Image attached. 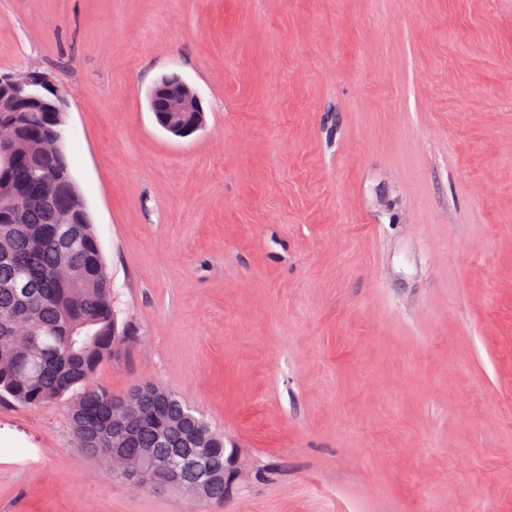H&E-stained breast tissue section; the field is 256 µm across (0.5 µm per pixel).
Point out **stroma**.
I'll list each match as a JSON object with an SVG mask.
<instances>
[{"mask_svg":"<svg viewBox=\"0 0 512 512\" xmlns=\"http://www.w3.org/2000/svg\"><path fill=\"white\" fill-rule=\"evenodd\" d=\"M28 70L128 328L92 385L176 392L253 470L139 491L69 398L0 402V512H512V0H0ZM168 77L167 90L175 98L168 96L163 79L151 92L150 109L159 127L175 137L185 138L203 126L204 110L198 95L186 83L181 90L179 76Z\"/></svg>","mask_w":512,"mask_h":512,"instance_id":"1","label":"stroma"}]
</instances>
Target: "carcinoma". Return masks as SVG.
<instances>
[{
  "label": "carcinoma",
  "mask_w": 512,
  "mask_h": 512,
  "mask_svg": "<svg viewBox=\"0 0 512 512\" xmlns=\"http://www.w3.org/2000/svg\"><path fill=\"white\" fill-rule=\"evenodd\" d=\"M10 105L0 100V137L15 142L0 164V401L36 407L69 394L76 446L122 477L137 464L151 477L161 460L178 465L185 487L203 484L212 501L224 500V434L172 391L144 392L124 419L125 456H112V393L89 384L115 350L118 324L107 272L91 224H63L77 187L55 190L40 174H70L64 139L49 135L51 113L36 108L4 123ZM23 196L27 204L10 208ZM77 244L62 247L63 232ZM23 276L26 294L11 287Z\"/></svg>",
  "instance_id": "obj_1"
}]
</instances>
